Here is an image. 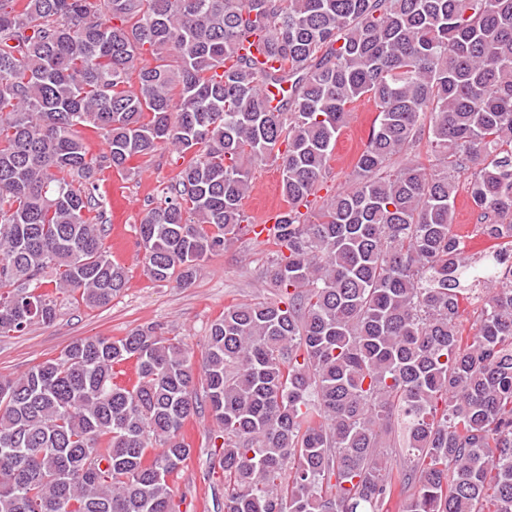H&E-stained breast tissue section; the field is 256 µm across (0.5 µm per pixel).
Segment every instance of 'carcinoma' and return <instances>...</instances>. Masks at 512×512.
<instances>
[{"instance_id":"1","label":"carcinoma","mask_w":512,"mask_h":512,"mask_svg":"<svg viewBox=\"0 0 512 512\" xmlns=\"http://www.w3.org/2000/svg\"><path fill=\"white\" fill-rule=\"evenodd\" d=\"M363 97L352 185L310 221ZM162 146L148 278L239 240L272 161L277 297L224 307L198 356L151 324L0 375V512H176L205 406L224 512H389L397 485L400 512H512V0H0V336L126 288L98 175Z\"/></svg>"}]
</instances>
